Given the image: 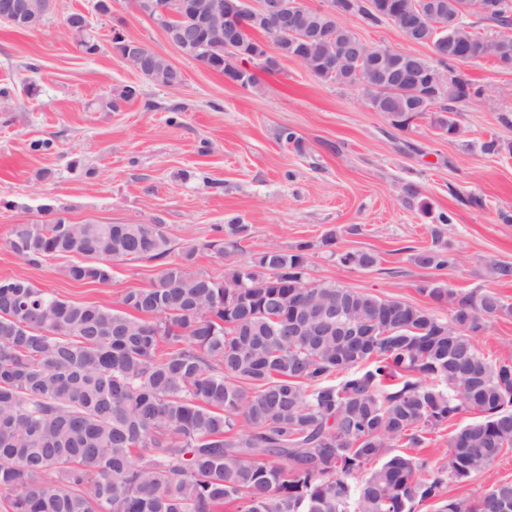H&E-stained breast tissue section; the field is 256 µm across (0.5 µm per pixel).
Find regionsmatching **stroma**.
I'll return each instance as SVG.
<instances>
[{
  "mask_svg": "<svg viewBox=\"0 0 512 512\" xmlns=\"http://www.w3.org/2000/svg\"><path fill=\"white\" fill-rule=\"evenodd\" d=\"M55 0L40 29L19 31L0 22V278L21 277L76 303L118 306L130 290L152 287L159 260L117 262L110 284H81L62 273L66 258L34 266L5 245L13 225L64 218L72 224H160L174 247L206 242L231 220L246 224L245 254L267 246L312 243L309 275L381 298L419 306L423 285L463 291L494 290L512 303V281L492 278V261L512 264V154L489 155L484 142L512 141V69L490 61L458 67L481 86V97L457 105L459 132L439 133L429 118L407 128L372 111L363 90L318 80L303 64L280 59L257 70L256 87L228 83L221 72L180 57L163 30L135 0ZM85 14L96 54L77 46L66 19ZM371 46L431 57L391 22L342 19ZM122 32L175 61L179 87L146 79L113 49ZM137 99L121 111L101 100L125 86ZM297 143H285L282 129ZM54 139L53 153L29 144ZM419 196L407 200L405 184ZM446 213L451 223L439 224ZM458 258L456 266H416L412 254L433 244L432 229ZM335 231L339 251L367 250L369 270L330 259L319 242Z\"/></svg>",
  "mask_w": 512,
  "mask_h": 512,
  "instance_id": "1",
  "label": "stroma"
}]
</instances>
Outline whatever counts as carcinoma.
<instances>
[{
    "label": "carcinoma",
    "mask_w": 512,
    "mask_h": 512,
    "mask_svg": "<svg viewBox=\"0 0 512 512\" xmlns=\"http://www.w3.org/2000/svg\"><path fill=\"white\" fill-rule=\"evenodd\" d=\"M370 25L407 8L424 26L458 17L445 57L405 52L425 78L448 71L435 98L389 95L372 107L405 127L430 116L457 133L456 105L482 95L457 71L460 56L512 61V38L483 35L465 22L469 0H352ZM483 16L512 28V0H491ZM304 50L313 75L352 86L353 68H334L342 51L321 43ZM142 75L175 88L180 71L149 51ZM134 86L102 103L117 112ZM246 224L224 237L187 242L150 288L123 294L122 308L63 300L23 278L0 279V512H512V482L480 496L450 498L512 450V358L492 360L474 335L485 321L512 317L493 291H455L428 283L429 306L382 299L308 277L311 245L268 247L234 259ZM414 255L444 270L456 256L440 242ZM336 232L321 245L342 264L371 269V252L336 253ZM5 245L32 265L81 256L64 268L79 283L108 284L112 262L165 259L171 240L161 224H15ZM210 250L227 261L224 276L194 270ZM344 302L340 319L360 336H313L323 306ZM449 309L443 318L439 311ZM475 417L449 433L435 464L410 448L457 416ZM380 463L368 470L375 460Z\"/></svg>",
    "instance_id": "obj_1"
}]
</instances>
